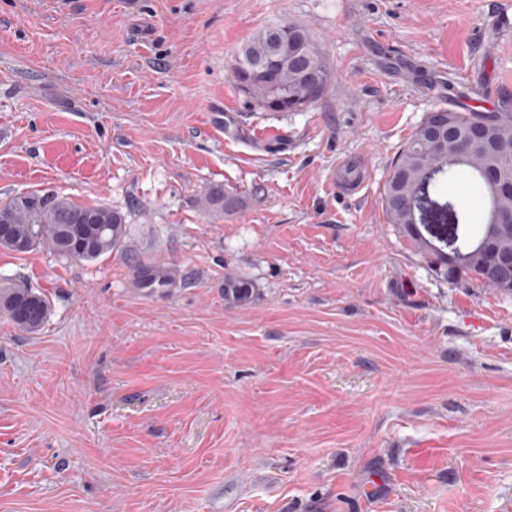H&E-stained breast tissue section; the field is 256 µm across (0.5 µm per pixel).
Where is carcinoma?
Wrapping results in <instances>:
<instances>
[{"label":"carcinoma","mask_w":512,"mask_h":512,"mask_svg":"<svg viewBox=\"0 0 512 512\" xmlns=\"http://www.w3.org/2000/svg\"><path fill=\"white\" fill-rule=\"evenodd\" d=\"M274 68V78L266 69ZM233 78L239 90L269 112H290L295 101L309 105L325 92L331 72L323 67L319 86L309 84L299 63L288 50L285 25L271 24L246 44L235 60ZM446 129H462L476 122L488 126L484 142L458 159L448 155L449 148L430 150L429 145L412 133L392 165L383 187V201L390 221L398 225L443 276L482 275V257L474 254L476 243L488 232L483 226L475 234L467 213L455 198L442 192L445 182L488 196L489 186L477 175L472 157H480L488 168L512 175V115L500 112H458L441 109ZM206 210L222 214L236 207L233 196L218 186L204 196ZM0 225L10 235L0 236V249L21 253L17 243L31 241L34 248H49L56 256L72 260L95 261L113 252L127 258L136 254L127 238L122 216L110 207L76 203L55 193L42 191L19 193L0 200ZM468 259L466 268L448 273V254ZM242 287L224 289V297L237 303L253 301L255 288L247 280ZM49 301L31 288L8 282L0 276V315L18 329L34 333L46 322Z\"/></svg>","instance_id":"obj_1"}]
</instances>
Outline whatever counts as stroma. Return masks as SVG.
<instances>
[{"label": "stroma", "instance_id": "35a3bbf8", "mask_svg": "<svg viewBox=\"0 0 512 512\" xmlns=\"http://www.w3.org/2000/svg\"><path fill=\"white\" fill-rule=\"evenodd\" d=\"M126 2L0 0V199L108 205L183 271L141 294L115 254L0 249L50 303L32 334L0 317V512H502L512 294L443 278L382 190L434 109L512 113V0ZM284 22L332 79L267 112L232 67ZM204 201L206 210L213 213L224 214V212H231L236 207L235 198L224 194V189L218 186H213L206 191Z\"/></svg>", "mask_w": 512, "mask_h": 512}]
</instances>
